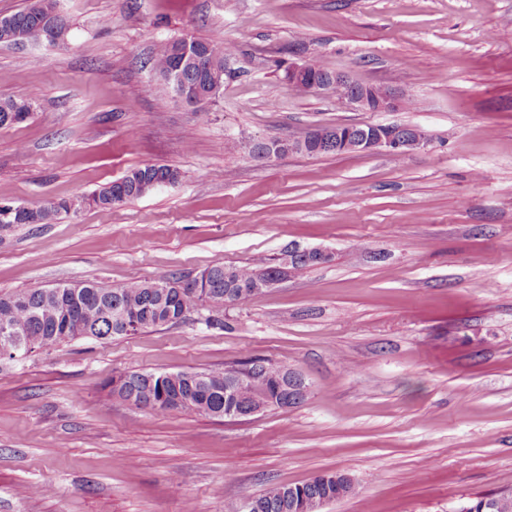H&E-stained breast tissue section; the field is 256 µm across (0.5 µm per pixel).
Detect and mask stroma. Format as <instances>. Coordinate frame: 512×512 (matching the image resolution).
Here are the masks:
<instances>
[{"mask_svg": "<svg viewBox=\"0 0 512 512\" xmlns=\"http://www.w3.org/2000/svg\"><path fill=\"white\" fill-rule=\"evenodd\" d=\"M63 47L0 43V203L69 200L165 164L178 183L50 224L0 227V292L128 286L322 248L330 261L174 326L0 364V512H240L344 473L325 512H458L512 488V0H59ZM222 37L204 110L153 69L163 41ZM291 62L407 93L395 112L296 96ZM398 123L427 144L248 158V137ZM261 357L298 407L159 415L113 376ZM50 486L47 496L34 485ZM33 106V97L30 94H21L0 98V127L21 123L17 116H30Z\"/></svg>", "mask_w": 512, "mask_h": 512, "instance_id": "stroma-1", "label": "stroma"}]
</instances>
